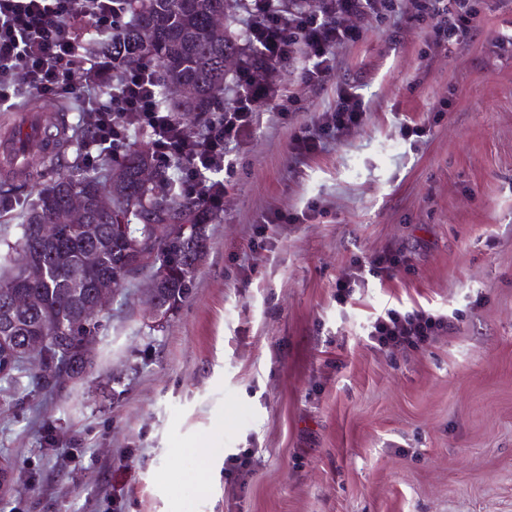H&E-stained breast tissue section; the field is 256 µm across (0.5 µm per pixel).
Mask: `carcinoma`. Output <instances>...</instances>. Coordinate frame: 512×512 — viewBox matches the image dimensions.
Segmentation results:
<instances>
[{
    "label": "carcinoma",
    "mask_w": 512,
    "mask_h": 512,
    "mask_svg": "<svg viewBox=\"0 0 512 512\" xmlns=\"http://www.w3.org/2000/svg\"><path fill=\"white\" fill-rule=\"evenodd\" d=\"M227 0H126L128 24L102 42L126 64L157 66L160 83L191 86L194 93L178 102L188 112H208L224 93V57L238 55V44L227 37L214 19L224 15ZM151 178H140L143 170ZM85 204V222L71 224L70 200ZM214 213L185 200L178 191L174 169L160 167L147 152L131 147L108 175L75 167L59 176L42 192L33 211L20 225L14 242L0 245V333L6 332L16 348L30 336H65L64 349L53 351L29 367L16 361L0 376V393L25 391L22 378L31 377L46 388L56 386L64 370L76 378L90 361L80 345L83 337L97 334L100 324L90 305L91 285L102 280L119 289L135 256L151 247L167 254V261H149L138 271L148 272L166 311L189 298L197 266L207 245V224ZM57 224L61 238L46 240L40 225ZM164 224H188L183 236L153 238ZM19 288L33 293L37 302L20 309L9 302ZM70 297V304L60 297Z\"/></svg>",
    "instance_id": "cac0c4a2"
}]
</instances>
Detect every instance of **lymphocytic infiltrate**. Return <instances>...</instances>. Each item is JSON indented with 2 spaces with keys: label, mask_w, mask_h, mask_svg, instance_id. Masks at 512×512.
Segmentation results:
<instances>
[{
  "label": "lymphocytic infiltrate",
  "mask_w": 512,
  "mask_h": 512,
  "mask_svg": "<svg viewBox=\"0 0 512 512\" xmlns=\"http://www.w3.org/2000/svg\"><path fill=\"white\" fill-rule=\"evenodd\" d=\"M406 19L426 29V55L466 41L481 13L480 0H409ZM248 18L243 58L235 70L236 93L220 109L201 115L203 135L194 136L167 105L155 69L129 67L101 48L86 50L82 30L119 32L125 0H0V110L22 98L76 95L83 118L80 163L94 168L127 143L131 129L148 131L154 162L177 167L184 198L221 208L234 173L224 148L249 131L261 102L279 116L298 111L300 97L282 84L278 66L302 56L304 85H322L336 67V49L357 42L365 26L389 24L396 0H241ZM367 106L354 87L336 90V101L317 121L295 131L291 150L299 157L318 153L326 139L360 127ZM403 251H386L355 264L336 281L343 306L366 278L393 280L407 267ZM447 314L418 307L384 309L365 328L374 346L414 349L448 330Z\"/></svg>",
  "instance_id": "f902f5d3"
}]
</instances>
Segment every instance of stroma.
Returning a JSON list of instances; mask_svg holds the SVG:
<instances>
[{
  "mask_svg": "<svg viewBox=\"0 0 512 512\" xmlns=\"http://www.w3.org/2000/svg\"><path fill=\"white\" fill-rule=\"evenodd\" d=\"M510 33L512 0H482L467 43L429 60L402 21L337 49L323 86L282 63L303 109L282 119L261 104L226 146L237 173L190 297L154 320L138 276L102 315L80 378L0 404V512H512V56L492 50ZM343 85L367 103L365 124L295 157L292 133ZM35 108L67 116L64 156L0 172V196L18 201L2 239L80 163L68 101L0 112V139ZM410 122L431 129L408 139ZM311 205L319 216L271 227L254 251L265 214ZM392 249L410 271L337 306L354 261ZM388 306L453 325L418 349L378 348L365 326ZM205 438L207 462L191 452ZM243 451L251 465L227 473Z\"/></svg>",
  "mask_w": 512,
  "mask_h": 512,
  "instance_id": "35a3bbf8",
  "label": "stroma"
}]
</instances>
